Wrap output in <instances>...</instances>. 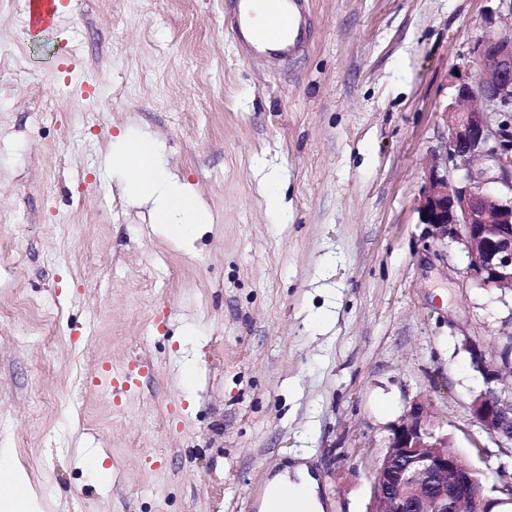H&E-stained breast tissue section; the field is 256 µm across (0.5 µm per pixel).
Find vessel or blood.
I'll use <instances>...</instances> for the list:
<instances>
[{
	"mask_svg": "<svg viewBox=\"0 0 512 512\" xmlns=\"http://www.w3.org/2000/svg\"><path fill=\"white\" fill-rule=\"evenodd\" d=\"M230 34L243 51L262 58H287L304 46L309 29L308 0H224ZM51 0H31L29 24L49 27Z\"/></svg>",
	"mask_w": 512,
	"mask_h": 512,
	"instance_id": "obj_1",
	"label": "vessel or blood"
}]
</instances>
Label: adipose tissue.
Returning a JSON list of instances; mask_svg holds the SVG:
<instances>
[{"instance_id": "obj_1", "label": "adipose tissue", "mask_w": 512, "mask_h": 512, "mask_svg": "<svg viewBox=\"0 0 512 512\" xmlns=\"http://www.w3.org/2000/svg\"><path fill=\"white\" fill-rule=\"evenodd\" d=\"M109 165L124 168L129 177L120 185L121 195L137 204L151 205L154 212L187 229L209 223L210 214L194 194L183 190L179 178L164 169L156 142L144 136L122 143ZM11 449L0 448V512H43L35 493L19 494L27 477L9 459ZM270 495L288 500V512H323L318 484L308 468L296 466L275 475L267 483Z\"/></svg>"}]
</instances>
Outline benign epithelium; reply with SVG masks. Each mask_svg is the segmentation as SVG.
I'll return each instance as SVG.
<instances>
[{
	"instance_id": "1",
	"label": "benign epithelium",
	"mask_w": 512,
	"mask_h": 512,
	"mask_svg": "<svg viewBox=\"0 0 512 512\" xmlns=\"http://www.w3.org/2000/svg\"><path fill=\"white\" fill-rule=\"evenodd\" d=\"M475 79L455 85L452 103L440 113L446 140L416 201L419 223L432 237L462 245L467 277L482 288L512 293V136L493 116L512 112V31L489 30L475 45ZM500 183L493 193L487 185ZM464 347L482 373L486 389L472 403L481 428L499 443H512V392L495 386L512 371V330L487 354L470 337ZM472 466L448 447V435L430 424L426 402H414L392 428L374 471L369 512H461L474 498L477 512L512 502V475L475 494Z\"/></svg>"
}]
</instances>
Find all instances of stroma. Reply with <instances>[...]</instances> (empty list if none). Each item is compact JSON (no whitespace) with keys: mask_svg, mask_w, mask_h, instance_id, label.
Wrapping results in <instances>:
<instances>
[{"mask_svg":"<svg viewBox=\"0 0 512 512\" xmlns=\"http://www.w3.org/2000/svg\"><path fill=\"white\" fill-rule=\"evenodd\" d=\"M59 3L36 33L0 0V448L45 512H260L300 456L324 512H367L420 398L475 468L512 461L462 346L494 350L512 297L415 210L496 0H309L287 64L224 0ZM146 133L211 215L190 241L118 194L106 156Z\"/></svg>","mask_w":512,"mask_h":512,"instance_id":"obj_1","label":"stroma"}]
</instances>
